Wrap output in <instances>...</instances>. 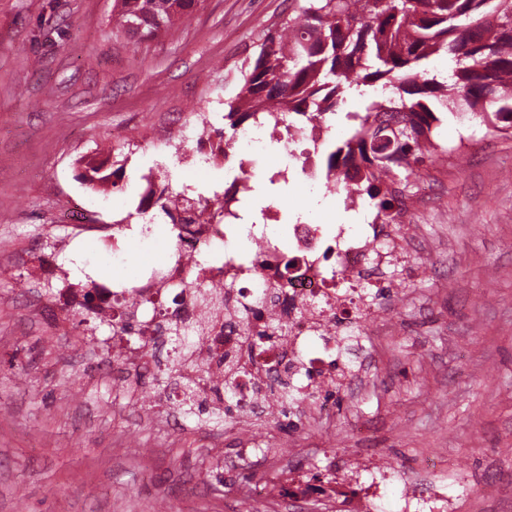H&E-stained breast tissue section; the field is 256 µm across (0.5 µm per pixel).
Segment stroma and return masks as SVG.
Segmentation results:
<instances>
[{"instance_id":"35a3bbf8","label":"stroma","mask_w":512,"mask_h":512,"mask_svg":"<svg viewBox=\"0 0 512 512\" xmlns=\"http://www.w3.org/2000/svg\"><path fill=\"white\" fill-rule=\"evenodd\" d=\"M294 0H199L169 35L117 33L112 0H0V512H327L324 504L240 505L246 478L296 468L339 485L387 480L374 512H402L409 490L447 488L453 512H512V135L443 115L445 154L407 189L416 239L383 286L375 367L359 393L336 388L330 414L277 407L224 424L170 416L182 383L141 374L136 392L101 378L120 350L84 358L90 331L45 328L23 296L66 209L101 224H151L148 182L230 187L236 156L190 172L154 144L198 107L224 128L228 102L268 29ZM109 184L92 186L87 161ZM314 205L298 185L272 199L279 239L304 218L334 229L350 204ZM102 242L61 254L72 281H111ZM279 463L238 459L244 441Z\"/></svg>"}]
</instances>
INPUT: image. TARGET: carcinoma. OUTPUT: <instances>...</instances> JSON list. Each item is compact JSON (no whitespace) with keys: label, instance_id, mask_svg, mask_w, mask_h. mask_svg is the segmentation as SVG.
<instances>
[{"label":"carcinoma","instance_id":"carcinoma-1","mask_svg":"<svg viewBox=\"0 0 512 512\" xmlns=\"http://www.w3.org/2000/svg\"><path fill=\"white\" fill-rule=\"evenodd\" d=\"M118 31L140 39L171 31L187 10L181 0H113ZM138 15L139 26H124V15ZM451 63L448 81L429 68L434 57ZM382 84L390 95L366 112L347 113V133L320 153L324 183L346 199L368 202L384 221L396 220L411 176L420 175L443 147L434 131L440 114L478 116L512 134V0H298V10L269 31L243 75L225 119L235 129L257 112L287 122L288 135L301 137L348 96H364ZM359 163L354 175L348 160ZM192 195L165 184L141 200L168 202ZM184 287L204 305H213L209 282L193 272ZM176 365L194 354L198 330L169 327ZM112 335L132 341L136 325L126 311L112 320ZM233 398L231 379L216 384L217 407L208 419H222Z\"/></svg>","mask_w":512,"mask_h":512}]
</instances>
